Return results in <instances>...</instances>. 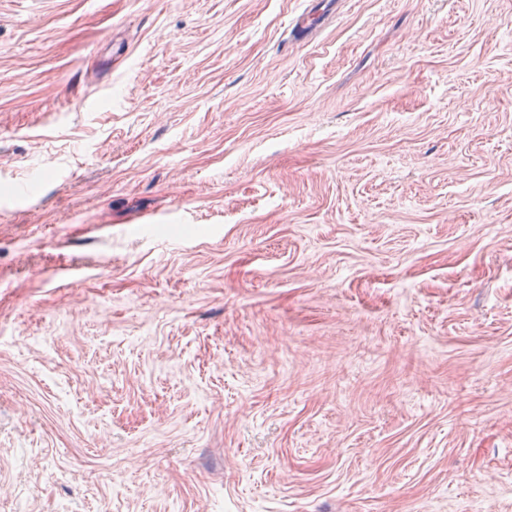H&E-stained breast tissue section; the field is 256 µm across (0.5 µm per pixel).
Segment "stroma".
Listing matches in <instances>:
<instances>
[{
	"mask_svg": "<svg viewBox=\"0 0 512 512\" xmlns=\"http://www.w3.org/2000/svg\"><path fill=\"white\" fill-rule=\"evenodd\" d=\"M308 6L0 0V512H512V0Z\"/></svg>",
	"mask_w": 512,
	"mask_h": 512,
	"instance_id": "obj_1",
	"label": "stroma"
}]
</instances>
